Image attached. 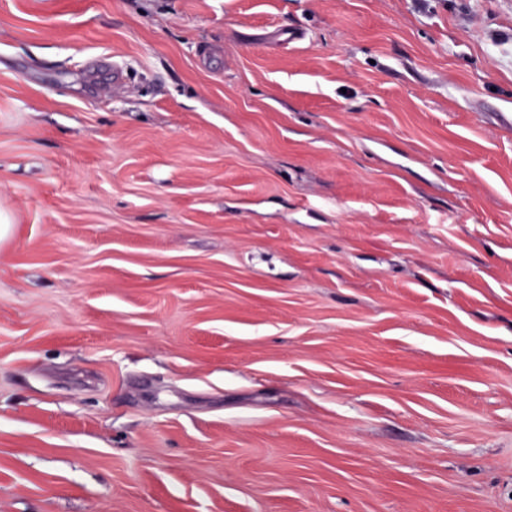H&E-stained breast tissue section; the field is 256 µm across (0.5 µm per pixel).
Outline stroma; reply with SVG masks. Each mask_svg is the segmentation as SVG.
<instances>
[{
    "label": "stroma",
    "mask_w": 512,
    "mask_h": 512,
    "mask_svg": "<svg viewBox=\"0 0 512 512\" xmlns=\"http://www.w3.org/2000/svg\"><path fill=\"white\" fill-rule=\"evenodd\" d=\"M1 224L0 512H512V0H0Z\"/></svg>",
    "instance_id": "stroma-1"
}]
</instances>
